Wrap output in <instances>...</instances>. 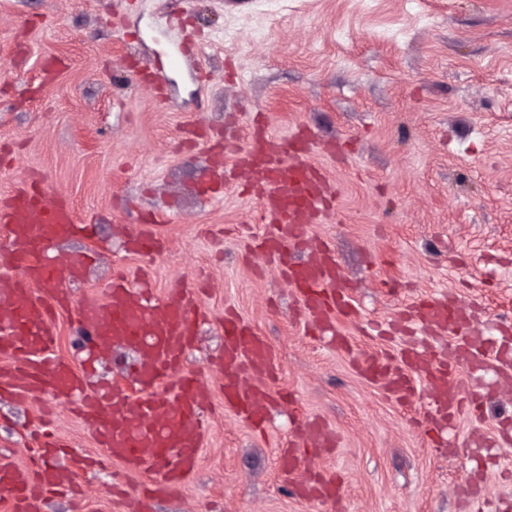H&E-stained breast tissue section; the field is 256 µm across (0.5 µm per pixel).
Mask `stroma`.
<instances>
[{
	"instance_id": "35a3bbf8",
	"label": "stroma",
	"mask_w": 512,
	"mask_h": 512,
	"mask_svg": "<svg viewBox=\"0 0 512 512\" xmlns=\"http://www.w3.org/2000/svg\"><path fill=\"white\" fill-rule=\"evenodd\" d=\"M190 36L198 50L166 74L164 96L136 82ZM255 123L286 141L309 135L335 191L289 259L332 247L358 310L335 322L348 348L309 324L255 247V183L231 169L211 196V162L246 147ZM27 182L93 226L54 246L89 257L72 307L105 298L114 271H147L157 295L194 291L205 317L183 365L210 394L198 467L152 512H512V368L460 365L453 379L475 408L436 434L424 374L403 404L353 363L400 362L417 341L447 355L460 332L425 334L411 314L436 298L466 306L479 329L512 319V0H0V199ZM156 214L163 249L125 252ZM72 307L55 318L56 353L79 368ZM228 310L274 355L261 434L224 407ZM93 356L95 381L134 389L133 351L115 342ZM46 415L80 496L48 498L42 512H124L113 484H147L151 468H82L98 447L65 398L0 396V451L28 463ZM311 420L335 447L283 473L281 450ZM317 479L338 498L290 494Z\"/></svg>"
}]
</instances>
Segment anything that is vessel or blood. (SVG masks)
<instances>
[{
	"label": "vessel or blood",
	"mask_w": 512,
	"mask_h": 512,
	"mask_svg": "<svg viewBox=\"0 0 512 512\" xmlns=\"http://www.w3.org/2000/svg\"><path fill=\"white\" fill-rule=\"evenodd\" d=\"M310 145L302 138L283 142L266 128H253L248 146L237 156L235 168L263 175L258 201L262 222L269 228L262 244L271 257L284 261L283 276L297 293L309 320L333 330L334 315L351 316L354 307L340 292L341 271L330 250L308 262L286 263L288 252L302 242L303 225L329 208L333 194L310 161ZM0 226L8 231L12 249L10 266L21 276L9 291H0V356L14 361L26 380L12 386L0 374V388L11 389L16 399L39 392L73 399L76 410L94 431L101 460H117L128 468L151 465L155 476L145 489L124 491L126 512H151L154 500L174 494L194 473L207 420L203 406L207 392L192 374L183 371L185 354L197 333L199 313L191 291L176 289L158 298L148 277L130 282L121 272L112 277L105 300L81 303L76 322L96 341L114 340L137 350L140 361L134 381L137 394L101 387L89 389L86 379L54 354L53 321L65 308L69 283L81 278L84 263L72 255L51 256V245L62 236L88 232L69 204L43 192L18 188L0 201ZM127 252L149 255L159 249L152 225H138L126 243ZM464 311L447 299L419 309L425 331L454 326ZM224 404L247 421L259 424L267 416L260 386L274 371V359L265 341L235 316L224 318ZM492 339L478 336L437 360L422 346L409 348L405 367H395L377 356H359L355 365L365 377L378 381L400 402L415 401L417 391L406 369H425L432 377V421L453 422L465 410L460 388L450 377L459 357L485 364L498 357ZM304 444L331 447L335 440L321 423H306L299 431ZM77 480L67 467L37 468L15 464L0 455V494L14 512H42L48 496L75 492Z\"/></svg>",
	"instance_id": "b4317fda"
}]
</instances>
